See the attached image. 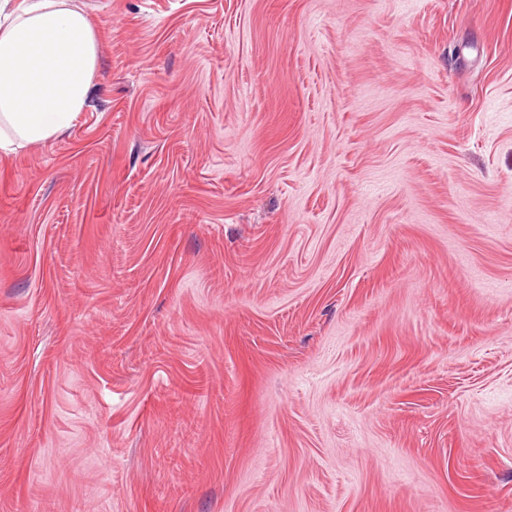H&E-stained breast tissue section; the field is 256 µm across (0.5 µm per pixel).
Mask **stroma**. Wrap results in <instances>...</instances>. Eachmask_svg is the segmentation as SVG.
I'll return each mask as SVG.
<instances>
[{"label":"stroma","instance_id":"stroma-1","mask_svg":"<svg viewBox=\"0 0 512 512\" xmlns=\"http://www.w3.org/2000/svg\"><path fill=\"white\" fill-rule=\"evenodd\" d=\"M0 160V512H512V0H76ZM0 1V153L43 145L87 107L96 31L74 0Z\"/></svg>","mask_w":512,"mask_h":512}]
</instances>
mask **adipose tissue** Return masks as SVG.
<instances>
[{
	"label": "adipose tissue",
	"instance_id": "obj_1",
	"mask_svg": "<svg viewBox=\"0 0 512 512\" xmlns=\"http://www.w3.org/2000/svg\"><path fill=\"white\" fill-rule=\"evenodd\" d=\"M97 65L96 31L74 0H0V153L69 131Z\"/></svg>",
	"mask_w": 512,
	"mask_h": 512
}]
</instances>
